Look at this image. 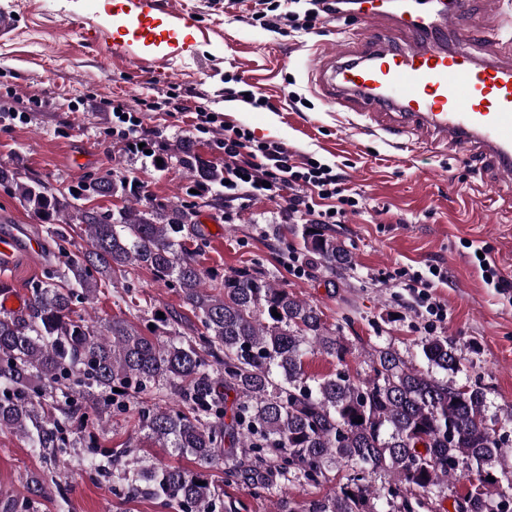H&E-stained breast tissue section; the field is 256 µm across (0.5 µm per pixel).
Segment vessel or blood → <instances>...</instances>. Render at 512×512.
I'll return each mask as SVG.
<instances>
[{"label":"vessel or blood","instance_id":"b4317fda","mask_svg":"<svg viewBox=\"0 0 512 512\" xmlns=\"http://www.w3.org/2000/svg\"><path fill=\"white\" fill-rule=\"evenodd\" d=\"M154 12H133L128 0H112V19L128 37L115 53L139 60L192 53L196 20L175 0H151ZM471 0H355L343 9L325 0L330 22L355 52L320 49L308 69L312 90L331 105L355 101L372 129L422 144L479 151L492 159L500 180L512 186V13L473 31L465 23ZM355 28H347V21ZM477 44L494 58L477 56ZM38 257L41 246L15 229L0 235V260L15 250Z\"/></svg>","mask_w":512,"mask_h":512}]
</instances>
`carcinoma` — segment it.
Returning <instances> with one entry per match:
<instances>
[{
    "instance_id": "obj_1",
    "label": "carcinoma",
    "mask_w": 512,
    "mask_h": 512,
    "mask_svg": "<svg viewBox=\"0 0 512 512\" xmlns=\"http://www.w3.org/2000/svg\"><path fill=\"white\" fill-rule=\"evenodd\" d=\"M173 154L194 184L224 186V171L196 154L191 140ZM2 185L48 225L46 244L58 262L23 309L0 310V429L55 456L70 445L65 432L82 433L89 410L165 392L177 407H140L141 428L155 446L189 454L197 467H143L128 476V488L180 512H216L220 503L238 512L236 501L221 502L211 479L219 464L225 483L241 481L256 496L280 479L314 488L336 482L322 498H281L277 512H438L441 486L464 477L470 489L455 498L457 512H512V448L487 419L485 388L448 382L464 360L453 340L421 341L423 369L390 342L378 343L364 373L353 374L341 326L329 328L317 306L266 277L222 276L199 265L185 247L200 237L195 208L147 200L110 173L54 192L0 165ZM118 194L133 200L116 212L79 204ZM66 224L80 227L85 245L65 248ZM303 237L326 270L355 264L325 225H303ZM138 268L176 289L199 322L193 335L156 314L147 335L122 317L102 325L74 317V301L93 299L102 285L123 290L124 299ZM315 353L340 369L309 377L304 358ZM382 472L392 484L380 490ZM28 491L31 498L3 502L0 512H29L47 492L44 479L30 476Z\"/></svg>"
}]
</instances>
